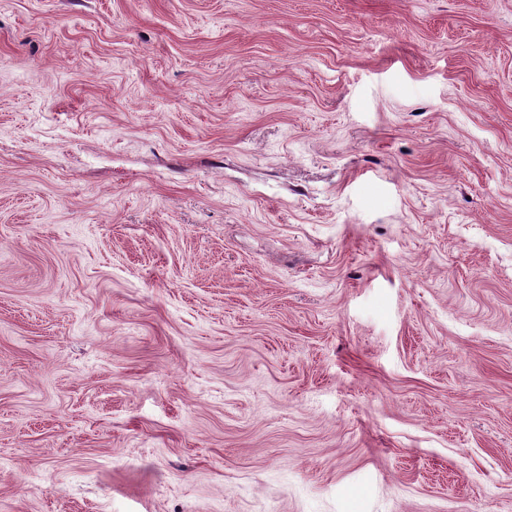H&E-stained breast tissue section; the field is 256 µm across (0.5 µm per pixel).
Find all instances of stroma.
I'll list each match as a JSON object with an SVG mask.
<instances>
[{"label": "stroma", "instance_id": "obj_1", "mask_svg": "<svg viewBox=\"0 0 512 512\" xmlns=\"http://www.w3.org/2000/svg\"><path fill=\"white\" fill-rule=\"evenodd\" d=\"M0 512H512V0H0Z\"/></svg>", "mask_w": 512, "mask_h": 512}]
</instances>
